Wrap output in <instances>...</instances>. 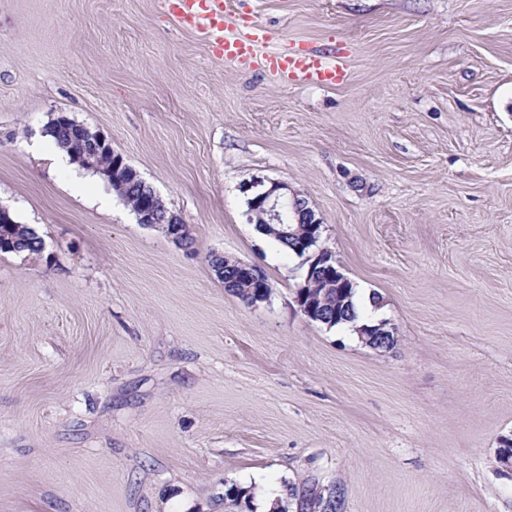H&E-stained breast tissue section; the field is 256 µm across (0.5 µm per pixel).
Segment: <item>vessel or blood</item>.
<instances>
[{"instance_id":"vessel-or-blood-1","label":"vessel or blood","mask_w":512,"mask_h":512,"mask_svg":"<svg viewBox=\"0 0 512 512\" xmlns=\"http://www.w3.org/2000/svg\"><path fill=\"white\" fill-rule=\"evenodd\" d=\"M168 7L184 27L202 32L215 43L225 60L243 62L251 59L253 48L263 36L258 24H251L247 33L229 37L224 33V0H170ZM267 67L282 77H299L322 85L341 80L344 64L337 53L330 50L308 53L282 52L266 60Z\"/></svg>"}]
</instances>
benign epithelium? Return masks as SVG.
Masks as SVG:
<instances>
[{
	"mask_svg": "<svg viewBox=\"0 0 512 512\" xmlns=\"http://www.w3.org/2000/svg\"><path fill=\"white\" fill-rule=\"evenodd\" d=\"M55 121L73 130L76 141L91 145L92 151L85 156V162L90 168L103 173L110 179L123 175L138 176V172L130 167L122 156L111 153V141L103 132L93 131L62 113L57 115ZM252 187L256 188L252 201L256 206L257 215L261 217L265 215L268 220H274L280 224L283 221V205L286 202L303 215L304 226H299L293 231L291 225H286L288 234L296 236L295 246L298 251L304 252V263L308 264V274L297 290L296 303L309 320L322 318V307L327 304V298L324 295L320 297L314 294L315 289L322 286L327 292L332 288L347 289L352 285V281L344 274L341 264L336 261V256L330 250L313 247L321 237L322 224L315 217L307 201L291 190L288 184L273 182L266 188L263 182L257 181L252 184ZM135 212L138 222L145 226L153 227L163 222L182 224V220L165 206L161 197L153 189L148 192V199L140 202ZM239 277L250 283L246 302L253 305L268 300L269 285L256 269L243 265L239 267ZM359 334L364 336V343L376 348L389 345L390 336L394 335V332L388 327V322L382 320L375 326L359 331Z\"/></svg>",
	"mask_w": 512,
	"mask_h": 512,
	"instance_id": "1",
	"label": "benign epithelium"
}]
</instances>
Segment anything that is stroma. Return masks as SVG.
<instances>
[{
	"label": "stroma",
	"instance_id": "35a3bbf8",
	"mask_svg": "<svg viewBox=\"0 0 512 512\" xmlns=\"http://www.w3.org/2000/svg\"><path fill=\"white\" fill-rule=\"evenodd\" d=\"M231 63L164 0H0V512H225L224 487L340 512H512V0H224ZM340 50L333 86L264 57ZM105 133L190 230L34 153L57 113ZM304 197L395 344L300 311L306 267L248 220ZM263 271L228 292L211 259ZM9 222L10 224L0 223V242L2 239L10 242L8 249H0V253H39L42 250L43 240L38 236V232L27 224H20L9 215L8 209L0 207V222ZM239 277L250 283L248 296L246 302L248 304H256L258 302L267 301L270 297V292L267 294L269 285L266 279L253 267L243 265L239 267Z\"/></svg>",
	"mask_w": 512,
	"mask_h": 512
}]
</instances>
